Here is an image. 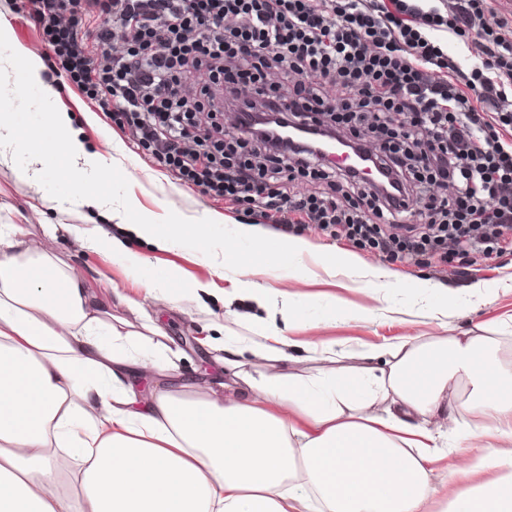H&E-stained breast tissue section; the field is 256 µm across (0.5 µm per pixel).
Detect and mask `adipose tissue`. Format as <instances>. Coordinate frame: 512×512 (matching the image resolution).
<instances>
[{"mask_svg":"<svg viewBox=\"0 0 512 512\" xmlns=\"http://www.w3.org/2000/svg\"><path fill=\"white\" fill-rule=\"evenodd\" d=\"M39 141L22 180L40 175L48 151L98 163L68 113H51ZM21 234L0 225V512H432L429 471L448 421L474 417L464 427L472 448L492 433L512 438V367L499 357L512 322L373 345L350 375L336 367L335 343L312 336L304 348L321 363L316 374L247 373L223 399L188 397L172 349L144 339L159 332L152 320L140 335L91 312L81 274ZM236 236L268 269L286 259L305 278L307 240L271 242L248 224ZM288 346L262 320L219 348L237 368L248 355L287 361ZM380 399L392 412L375 411ZM62 452L84 463L73 498L60 489ZM451 512H512V483L462 490Z\"/></svg>","mask_w":512,"mask_h":512,"instance_id":"1","label":"adipose tissue"}]
</instances>
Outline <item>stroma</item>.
<instances>
[{"mask_svg":"<svg viewBox=\"0 0 512 512\" xmlns=\"http://www.w3.org/2000/svg\"><path fill=\"white\" fill-rule=\"evenodd\" d=\"M18 47L43 55L41 82L27 81L20 65L10 60L11 51ZM44 52L33 22L15 10L14 0H0V110L21 115L17 132L21 149L13 158L0 161V225H18L24 238L39 242L45 252L79 269L97 309L123 320L125 330H140L144 315H151L163 330L161 344L181 355L179 374L216 396H223L225 385L233 383L234 377L225 370L223 355L212 348V341L249 335L253 319L268 314V307L249 298L229 304L224 301L240 257L249 252L248 243L234 245L233 256L224 261L223 275H216L205 259L238 224H251L273 240L293 235L308 241L310 250L301 263L310 269V276L291 278L288 265H280L269 280L278 293L268 306L283 305L290 293L308 294V301L291 314L287 334L299 340L307 335L309 324L320 323V336L335 342L343 353L338 363L343 370L361 367L360 353L371 345L409 337L423 341L456 336L485 321L512 316V251L488 256L471 252L447 264L432 261L417 266L404 260L383 261L377 253L348 239L333 238L312 224L283 232L262 218L246 216L238 203L217 201L199 189L179 184L158 166L150 150L132 142L129 131L59 78L53 60ZM54 112L71 115L89 152L107 159L119 150L125 155L123 166L87 173L79 185L85 194L98 198L100 209L69 204L78 185L65 153H57L35 182H23L16 176L17 167L39 149L34 132L44 128ZM214 215L221 216V223H211ZM189 218L204 223L203 234L168 250L156 249L128 230L140 220L182 224ZM116 238L127 241L154 279L177 274L179 298L165 304L145 303L141 309L129 307V300L142 301L143 288L124 260L113 255ZM338 252L353 253L370 266L386 264L397 274L398 288H371L355 278L328 275L323 266ZM198 282L209 284V293H196ZM344 307H379L383 313L372 319L351 318L341 315ZM448 442L444 458L433 464L429 475L437 502L453 500L460 489L500 480L502 473L494 467L464 472V462L474 451L466 447L462 433L449 431Z\"/></svg>","mask_w":512,"mask_h":512,"instance_id":"35a3bbf8","label":"stroma"}]
</instances>
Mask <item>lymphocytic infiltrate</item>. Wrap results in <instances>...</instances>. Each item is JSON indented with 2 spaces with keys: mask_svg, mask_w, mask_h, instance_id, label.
Listing matches in <instances>:
<instances>
[{
  "mask_svg": "<svg viewBox=\"0 0 512 512\" xmlns=\"http://www.w3.org/2000/svg\"><path fill=\"white\" fill-rule=\"evenodd\" d=\"M61 74L157 162L291 230L388 259L512 247V15L491 0H23ZM95 26L78 41L83 18ZM465 38L462 67L433 40ZM194 75L185 86V75ZM327 122L394 179L382 193L251 127ZM319 191L300 195L299 180Z\"/></svg>",
  "mask_w": 512,
  "mask_h": 512,
  "instance_id": "lymphocytic-infiltrate-1",
  "label": "lymphocytic infiltrate"
}]
</instances>
